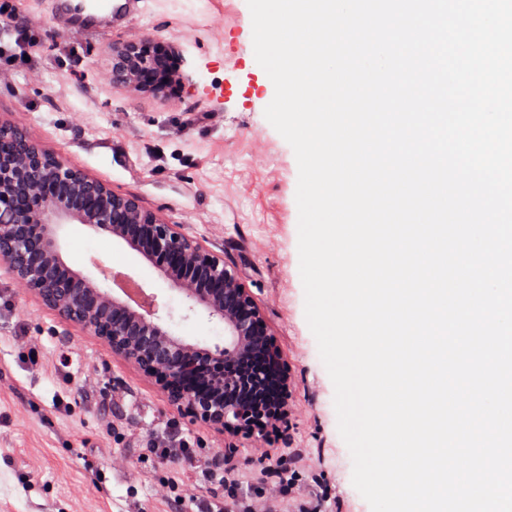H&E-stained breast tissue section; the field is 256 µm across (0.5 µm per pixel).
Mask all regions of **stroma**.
Returning <instances> with one entry per match:
<instances>
[{
	"label": "stroma",
	"instance_id": "1",
	"mask_svg": "<svg viewBox=\"0 0 512 512\" xmlns=\"http://www.w3.org/2000/svg\"><path fill=\"white\" fill-rule=\"evenodd\" d=\"M46 0H17L41 37L37 62L6 66L0 117L43 148L167 214L235 265L281 349L292 412L274 432L222 438L167 402L94 336L45 308L0 266V512H285L311 488L370 512L352 484L334 387L304 313L298 166L267 121L274 85L257 64L247 0H152L116 35L63 40ZM224 29L213 36L207 20ZM148 35L178 48L188 81L152 95L113 78L115 46ZM66 256L91 277L123 273L155 296L175 334L212 347L224 326L187 315L168 281L127 245L70 228ZM193 446L162 462L159 449Z\"/></svg>",
	"mask_w": 512,
	"mask_h": 512
}]
</instances>
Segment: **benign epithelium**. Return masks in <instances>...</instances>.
Here are the masks:
<instances>
[{
	"label": "benign epithelium",
	"instance_id": "benign-epithelium-1",
	"mask_svg": "<svg viewBox=\"0 0 512 512\" xmlns=\"http://www.w3.org/2000/svg\"><path fill=\"white\" fill-rule=\"evenodd\" d=\"M123 80L143 93L178 94L184 75L172 49L139 38L113 48ZM71 224L124 243L158 269L187 310L224 324V345L201 347L173 334L157 311L143 313L68 265ZM0 265L15 281L113 356L151 379L178 409L235 437L261 429L271 371L282 356L263 308L237 268L159 210L117 193L0 118Z\"/></svg>",
	"mask_w": 512,
	"mask_h": 512
}]
</instances>
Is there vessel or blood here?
Wrapping results in <instances>:
<instances>
[{
	"instance_id": "1",
	"label": "vessel or blood",
	"mask_w": 512,
	"mask_h": 512,
	"mask_svg": "<svg viewBox=\"0 0 512 512\" xmlns=\"http://www.w3.org/2000/svg\"><path fill=\"white\" fill-rule=\"evenodd\" d=\"M148 0H49L54 24L73 35H109L126 29Z\"/></svg>"
}]
</instances>
